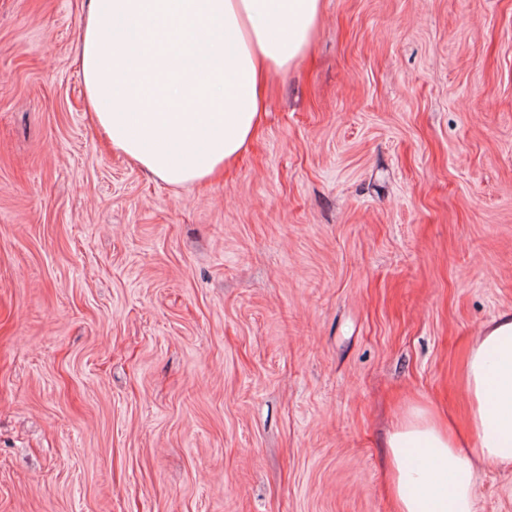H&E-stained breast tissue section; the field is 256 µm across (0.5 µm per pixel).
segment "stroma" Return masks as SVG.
Masks as SVG:
<instances>
[{
	"instance_id": "35a3bbf8",
	"label": "stroma",
	"mask_w": 512,
	"mask_h": 512,
	"mask_svg": "<svg viewBox=\"0 0 512 512\" xmlns=\"http://www.w3.org/2000/svg\"><path fill=\"white\" fill-rule=\"evenodd\" d=\"M83 0H0V512H394L512 314V0H322L223 176L89 119ZM479 512H512L482 464Z\"/></svg>"
}]
</instances>
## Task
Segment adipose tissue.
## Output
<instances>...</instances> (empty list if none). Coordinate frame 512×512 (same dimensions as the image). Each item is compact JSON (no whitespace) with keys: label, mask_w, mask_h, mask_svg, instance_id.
<instances>
[{"label":"adipose tissue","mask_w":512,"mask_h":512,"mask_svg":"<svg viewBox=\"0 0 512 512\" xmlns=\"http://www.w3.org/2000/svg\"><path fill=\"white\" fill-rule=\"evenodd\" d=\"M321 0H85L78 61L93 123L129 162L174 186L246 151L272 72L310 45ZM468 437L406 408L387 436L395 512H478L477 463L512 466V314L466 365Z\"/></svg>","instance_id":"ef3b65f1"}]
</instances>
